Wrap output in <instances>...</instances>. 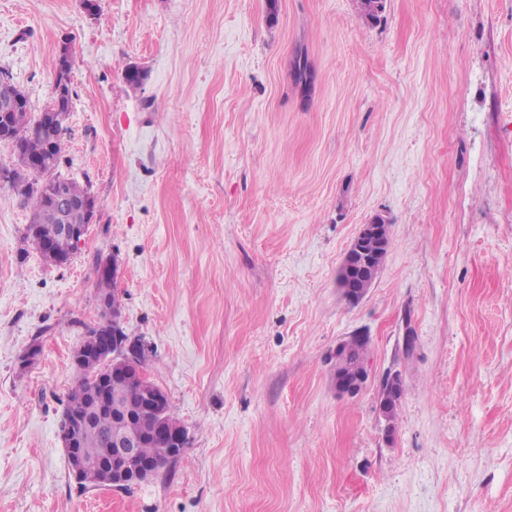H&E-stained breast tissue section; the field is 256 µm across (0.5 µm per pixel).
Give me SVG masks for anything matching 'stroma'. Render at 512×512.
Returning <instances> with one entry per match:
<instances>
[{"mask_svg": "<svg viewBox=\"0 0 512 512\" xmlns=\"http://www.w3.org/2000/svg\"><path fill=\"white\" fill-rule=\"evenodd\" d=\"M97 3L0 0L32 115L71 52L62 171L96 199L54 266L0 186V512H512V0H386L373 24L359 0H279L274 24L267 0ZM376 214L391 243L352 305L338 269ZM112 254L187 448L84 490L58 429ZM356 335L370 379L341 397Z\"/></svg>", "mask_w": 512, "mask_h": 512, "instance_id": "obj_1", "label": "stroma"}]
</instances>
